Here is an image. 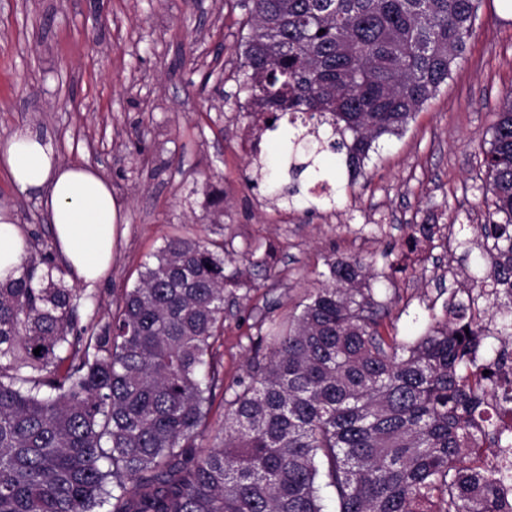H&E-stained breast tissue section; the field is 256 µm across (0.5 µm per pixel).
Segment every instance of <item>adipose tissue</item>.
Instances as JSON below:
<instances>
[{
    "mask_svg": "<svg viewBox=\"0 0 512 512\" xmlns=\"http://www.w3.org/2000/svg\"><path fill=\"white\" fill-rule=\"evenodd\" d=\"M0 165L21 192L38 194L69 279L90 285L103 278L112 265L118 211L99 173L60 162L50 145L26 127L0 140ZM28 249L22 225L0 209V281L20 276Z\"/></svg>",
    "mask_w": 512,
    "mask_h": 512,
    "instance_id": "adipose-tissue-1",
    "label": "adipose tissue"
}]
</instances>
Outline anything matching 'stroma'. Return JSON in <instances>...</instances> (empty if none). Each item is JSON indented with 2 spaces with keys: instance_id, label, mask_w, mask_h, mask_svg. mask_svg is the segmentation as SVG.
<instances>
[{
  "instance_id": "stroma-1",
  "label": "stroma",
  "mask_w": 512,
  "mask_h": 512,
  "mask_svg": "<svg viewBox=\"0 0 512 512\" xmlns=\"http://www.w3.org/2000/svg\"><path fill=\"white\" fill-rule=\"evenodd\" d=\"M246 18L239 0H0V139L29 127L61 162L97 168L118 208L108 276L78 287L94 300L82 321H108L171 236L224 243L239 285L224 297L214 431L224 425L225 389L258 348L260 318L299 314L327 259L369 265L367 284L388 307L380 333L403 342L443 318L450 292L483 276L479 249L449 246L447 228L488 216L481 161L512 91V0H482L463 58L403 134L381 138L357 178L344 155L326 156L286 210L273 187L245 179ZM320 178L329 198L312 192ZM0 208L38 232L39 248L52 246L38 200L3 167ZM424 224L430 237L419 234Z\"/></svg>"
}]
</instances>
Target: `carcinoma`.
<instances>
[{"label":"carcinoma","instance_id":"cac0c4a2","mask_svg":"<svg viewBox=\"0 0 512 512\" xmlns=\"http://www.w3.org/2000/svg\"><path fill=\"white\" fill-rule=\"evenodd\" d=\"M481 0H252L245 87L260 133L286 115L298 180L324 154L359 172L448 82ZM325 132H320V129ZM485 275L411 343L379 332L386 305L364 264L330 259L321 287L260 342L268 353L224 391V244L175 236L142 264L104 324L52 258L0 283V512H512V433L494 414L512 339V92L484 151ZM488 297L492 313H471ZM490 337L495 356H479ZM41 348L40 355L33 350ZM488 375H483L484 371Z\"/></svg>","mask_w":512,"mask_h":512}]
</instances>
